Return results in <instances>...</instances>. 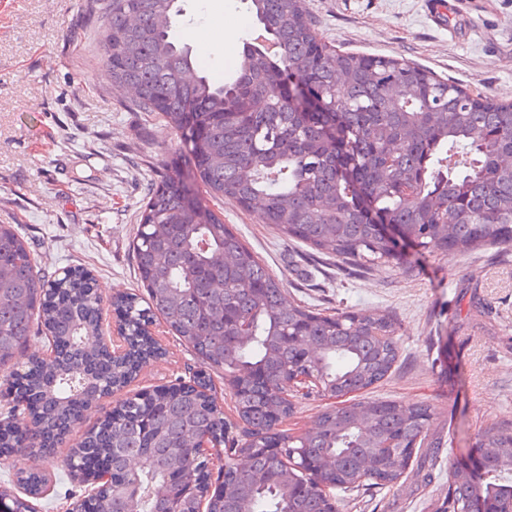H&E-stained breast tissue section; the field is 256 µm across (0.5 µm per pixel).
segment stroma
<instances>
[{
  "label": "stroma",
  "instance_id": "stroma-1",
  "mask_svg": "<svg viewBox=\"0 0 512 512\" xmlns=\"http://www.w3.org/2000/svg\"><path fill=\"white\" fill-rule=\"evenodd\" d=\"M458 28H437L425 0H306L323 41L396 56L441 78L512 101V0H456ZM107 0H0V224L16 227L41 275L91 271L103 298L140 293L132 239L150 184L184 162L180 135L139 110L101 69ZM176 19L193 56L224 69L225 52L252 43L247 0H181ZM205 26L206 38L188 36ZM270 272L286 300L324 311L374 309L399 323L400 357L369 397L425 402L442 448L431 473L409 467L400 489L370 488L340 512H434L449 465L467 461L477 433L512 420V246L426 255L362 270L314 255L227 202L214 203ZM163 354L131 391L187 377L196 355L163 321ZM90 490L68 478L32 499L36 512H68Z\"/></svg>",
  "mask_w": 512,
  "mask_h": 512
}]
</instances>
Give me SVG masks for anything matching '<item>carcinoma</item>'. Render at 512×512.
Listing matches in <instances>:
<instances>
[{"instance_id": "obj_1", "label": "carcinoma", "mask_w": 512, "mask_h": 512, "mask_svg": "<svg viewBox=\"0 0 512 512\" xmlns=\"http://www.w3.org/2000/svg\"><path fill=\"white\" fill-rule=\"evenodd\" d=\"M266 41L247 46L224 84L171 36L178 0H109L103 75L134 88L135 105L179 131L190 170L176 163L149 191L133 240L147 298L111 301L125 319L129 358L100 345L103 299L82 267L47 282L11 224H0V369L43 332L59 359L34 358L0 401H27L31 421L0 420V458L22 439L44 463L73 476L110 460L111 488L84 512H329L325 486L351 495L366 486L363 457L382 454L371 485L400 483L411 460L425 465L433 408L358 400L399 358V327L383 312L325 314L284 299V283L213 210L226 200L315 254L356 266L405 263L418 255L466 254L512 244V103L473 95L398 58L331 48L318 38L304 0H250ZM397 231L392 236L384 227ZM161 318L204 369L222 375L236 426L194 388H159L102 413L64 458L48 436L63 435L91 392L121 388L160 345L145 326ZM314 379L302 393L295 375ZM327 399L302 436L278 429L302 399ZM224 447L216 479L197 461L196 441ZM491 448L479 482L448 467L435 512H469L483 498L512 512V421L482 429ZM248 455L245 470L234 456ZM47 474L24 478L33 496Z\"/></svg>"}]
</instances>
